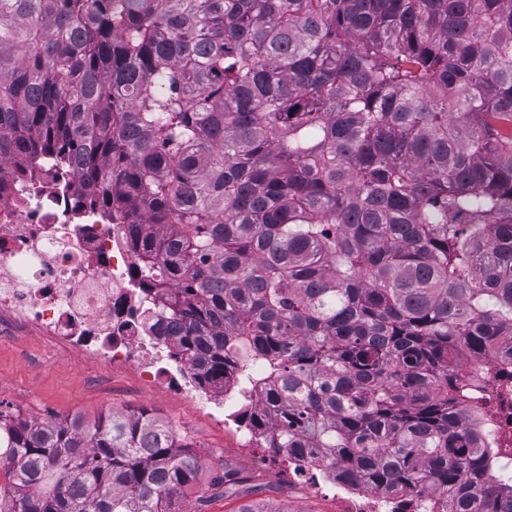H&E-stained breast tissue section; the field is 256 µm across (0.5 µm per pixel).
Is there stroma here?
<instances>
[{
	"mask_svg": "<svg viewBox=\"0 0 512 512\" xmlns=\"http://www.w3.org/2000/svg\"><path fill=\"white\" fill-rule=\"evenodd\" d=\"M148 411L166 422L193 447L201 462L198 486L185 496V512H237L236 493H221L212 483L234 470L253 497L294 512H337L336 486L310 491L288 465L268 449L245 446L236 424L216 423L206 410L173 388H142L135 372L108 369L78 353L17 327L0 329V416L7 420L53 421L80 416L94 421L113 412Z\"/></svg>",
	"mask_w": 512,
	"mask_h": 512,
	"instance_id": "35a3bbf8",
	"label": "stroma"
}]
</instances>
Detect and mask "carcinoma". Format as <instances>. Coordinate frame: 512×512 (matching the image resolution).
<instances>
[{
    "mask_svg": "<svg viewBox=\"0 0 512 512\" xmlns=\"http://www.w3.org/2000/svg\"><path fill=\"white\" fill-rule=\"evenodd\" d=\"M15 150L116 210L171 356L233 375L262 447L512 512L459 354L512 337V0H0ZM199 472L145 411L0 418V512H183Z\"/></svg>",
    "mask_w": 512,
    "mask_h": 512,
    "instance_id": "cac0c4a2",
    "label": "carcinoma"
}]
</instances>
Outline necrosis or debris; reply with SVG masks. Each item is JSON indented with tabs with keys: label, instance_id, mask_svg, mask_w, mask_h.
<instances>
[{
	"label": "necrosis or debris",
	"instance_id": "obj_1",
	"mask_svg": "<svg viewBox=\"0 0 512 512\" xmlns=\"http://www.w3.org/2000/svg\"><path fill=\"white\" fill-rule=\"evenodd\" d=\"M12 153L0 165V322L29 328L54 344L107 365H133L145 386L175 383L181 393L224 420L228 392L198 394L188 364H169L156 331L145 324L135 270L139 259L127 232L99 207L83 204L84 184L73 166L46 167L18 176ZM496 414L482 427L493 440L512 444V373L483 379ZM341 512H404L405 498L345 490Z\"/></svg>",
	"mask_w": 512,
	"mask_h": 512
}]
</instances>
